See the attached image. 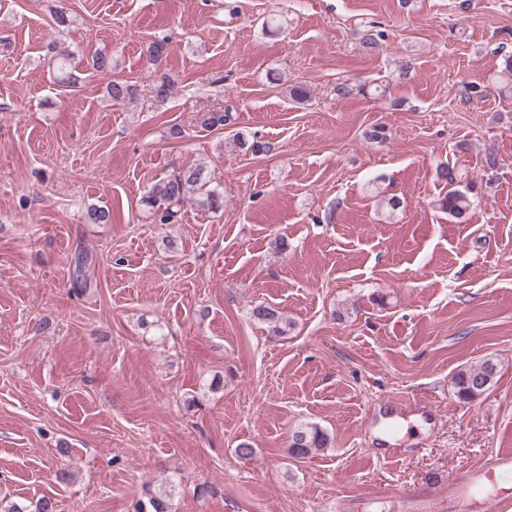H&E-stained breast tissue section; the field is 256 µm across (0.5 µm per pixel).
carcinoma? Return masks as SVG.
I'll use <instances>...</instances> for the list:
<instances>
[{"mask_svg": "<svg viewBox=\"0 0 512 512\" xmlns=\"http://www.w3.org/2000/svg\"><path fill=\"white\" fill-rule=\"evenodd\" d=\"M356 36L363 49L377 51L385 34L370 25L359 30ZM436 175L448 185V192L437 201L439 208L457 220L469 217L472 208L470 186L462 185L463 174L454 167L443 165L437 168ZM146 202L155 208L154 216L159 223L171 224L187 203L207 210L221 207L223 193L216 187L207 186L202 180L200 170L194 169L175 173L154 186ZM250 318L267 325L275 336L285 335L286 323L283 322L279 311L270 305L253 306L250 309ZM496 375L497 365L490 359L478 366L460 369L454 379L457 397L466 403L476 401L495 385ZM327 445V434L315 424H306L291 433L288 451L291 456L304 459ZM137 512H172V506L167 497L155 495L141 505Z\"/></svg>", "mask_w": 512, "mask_h": 512, "instance_id": "carcinoma-1", "label": "carcinoma"}]
</instances>
